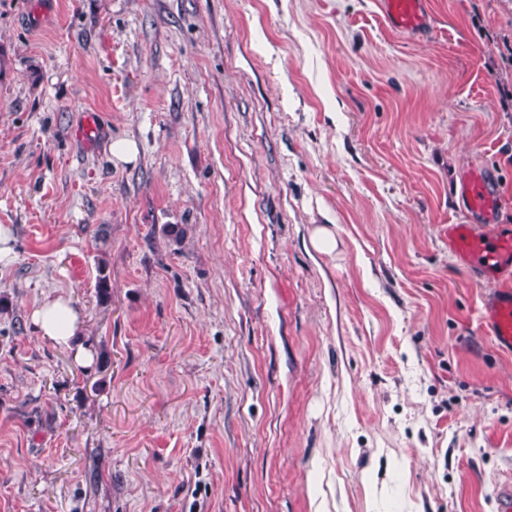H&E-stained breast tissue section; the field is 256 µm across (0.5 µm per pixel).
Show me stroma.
Instances as JSON below:
<instances>
[{
  "instance_id": "stroma-1",
  "label": "stroma",
  "mask_w": 512,
  "mask_h": 512,
  "mask_svg": "<svg viewBox=\"0 0 512 512\" xmlns=\"http://www.w3.org/2000/svg\"><path fill=\"white\" fill-rule=\"evenodd\" d=\"M429 3L0 0V512H496L512 353L448 227L489 167L512 228V0ZM377 6L386 25L395 32L424 36L433 30L426 0H378ZM32 318L42 336L55 342L70 345L80 336L78 316L68 302L60 297L43 303L33 311Z\"/></svg>"
}]
</instances>
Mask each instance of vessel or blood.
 I'll list each match as a JSON object with an SVG mask.
<instances>
[{
  "label": "vessel or blood",
  "instance_id": "1",
  "mask_svg": "<svg viewBox=\"0 0 512 512\" xmlns=\"http://www.w3.org/2000/svg\"><path fill=\"white\" fill-rule=\"evenodd\" d=\"M378 9L393 31L411 36L431 32V13L426 0H378ZM455 195L470 217L469 223L448 227V243L468 264L486 276L499 279L512 276V233L481 236L474 232V220L495 224L500 220L503 200L498 174L490 168L465 171ZM484 324L495 345L512 352V289L500 288L483 302Z\"/></svg>",
  "mask_w": 512,
  "mask_h": 512
}]
</instances>
